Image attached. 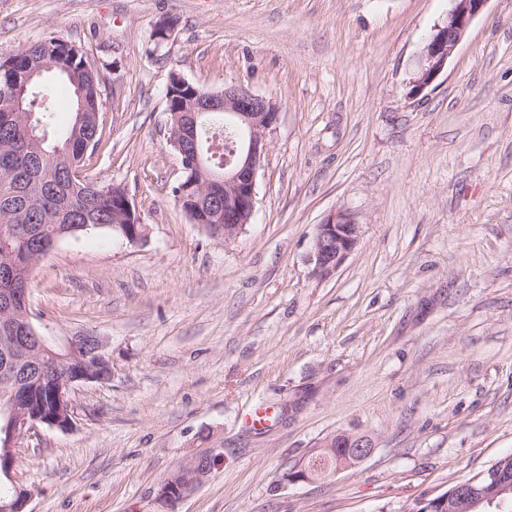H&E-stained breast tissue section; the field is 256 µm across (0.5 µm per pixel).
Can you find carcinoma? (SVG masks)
<instances>
[{
  "mask_svg": "<svg viewBox=\"0 0 512 512\" xmlns=\"http://www.w3.org/2000/svg\"><path fill=\"white\" fill-rule=\"evenodd\" d=\"M55 72L67 85L74 109L84 106L85 117L78 122L73 113L67 131L58 136L48 99L51 91L42 78L27 82L29 75ZM27 86L24 111L13 107L15 92ZM101 99L100 78L82 48L55 36L30 42L14 55L0 59V225L22 226L20 233L0 242V289L12 287V270L22 262L34 264L36 244L59 235L80 233L72 229L69 216H84L87 230L112 223V186L107 192L91 188L93 181L70 175L89 147L99 142L97 114ZM224 140L235 138L222 112L203 113L198 139L206 140L217 122ZM36 129L41 141H27V126Z\"/></svg>",
  "mask_w": 512,
  "mask_h": 512,
  "instance_id": "carcinoma-1",
  "label": "carcinoma"
}]
</instances>
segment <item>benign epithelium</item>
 <instances>
[{
	"mask_svg": "<svg viewBox=\"0 0 512 512\" xmlns=\"http://www.w3.org/2000/svg\"><path fill=\"white\" fill-rule=\"evenodd\" d=\"M488 0H451L444 24L435 28L420 54L417 70L410 81L412 96L420 95L445 69L458 45L465 39L473 20ZM202 112H224L234 124L245 131L233 143L230 155L214 169L198 147L197 123ZM275 103L252 92L242 84L224 88L220 94L204 88L194 90L192 105L181 112H171L167 137L181 157L185 179L180 194L191 199L208 196L207 206L212 234L229 241L249 223L255 208L256 175L265 154V133L276 122ZM112 205L115 224L122 228L124 238L137 244L145 239V225L130 201L127 192L114 195ZM359 238V225L352 215L340 210L317 225L310 262L316 276L336 270L354 250ZM0 300L18 316H0V338L7 341L10 352L0 361V420L4 421L3 448L0 449V479L13 483L15 496L0 501V512H26L30 490L14 483L16 448L19 440L31 429L46 425L67 431L73 426L69 400L72 387L81 383L104 384L112 379L111 359L103 337L85 331L60 342L42 334L31 322L28 291L17 288L0 290ZM43 386L49 393L52 408L30 410V384ZM373 451L371 439L364 435L338 434L325 442L314 456L296 467L293 481L313 482L331 473L355 467ZM180 473L191 474V480L175 479L176 494L161 492L163 500L172 505L204 481L211 470L198 467L194 456L179 467ZM486 487L471 491L472 483L459 484L434 498H423L408 504L407 512H479L492 506L504 494H512V477L492 468L484 473Z\"/></svg>",
	"mask_w": 512,
	"mask_h": 512,
	"instance_id": "obj_1",
	"label": "benign epithelium"
}]
</instances>
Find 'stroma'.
I'll return each mask as SVG.
<instances>
[{
  "mask_svg": "<svg viewBox=\"0 0 512 512\" xmlns=\"http://www.w3.org/2000/svg\"><path fill=\"white\" fill-rule=\"evenodd\" d=\"M450 0H0V58L55 35L101 80L79 171L125 188L144 241L61 240L31 280L37 327L93 331L112 380L74 425L16 450L27 512H401L512 455V0H489L447 69L409 82ZM168 40L155 44L163 19ZM277 106L250 224L188 220L167 140L171 73ZM360 226L312 272L316 227ZM339 433L355 468L286 478ZM220 464L174 505L181 463ZM359 238V224L352 215L340 210L317 225L313 238L310 262L312 272L325 276L336 270L354 250Z\"/></svg>",
  "mask_w": 512,
  "mask_h": 512,
  "instance_id": "35a3bbf8",
  "label": "stroma"
}]
</instances>
